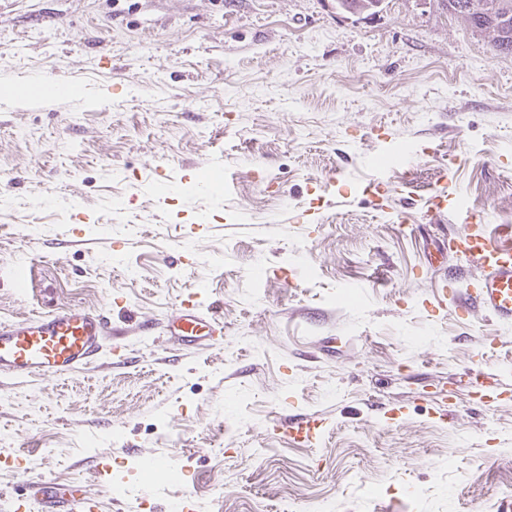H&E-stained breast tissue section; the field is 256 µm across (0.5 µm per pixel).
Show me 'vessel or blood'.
<instances>
[{
    "label": "vessel or blood",
    "mask_w": 512,
    "mask_h": 512,
    "mask_svg": "<svg viewBox=\"0 0 512 512\" xmlns=\"http://www.w3.org/2000/svg\"><path fill=\"white\" fill-rule=\"evenodd\" d=\"M448 249L478 261L483 273L474 288L457 300L460 312L478 308L500 325L512 324V243L493 241L483 233L467 230L448 237ZM166 331L183 346L210 345L224 331L217 319L204 315L194 299H184L166 325ZM112 324L101 312L68 307L51 314L26 316L0 323V374L22 380L33 376L52 377L84 370L97 359ZM322 419L303 416L278 425L296 443L315 440ZM18 508L35 504L38 512H99L97 501L87 495L62 493L52 479L24 482L16 499Z\"/></svg>",
    "instance_id": "1"
}]
</instances>
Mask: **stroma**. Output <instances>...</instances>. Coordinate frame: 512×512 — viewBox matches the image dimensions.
<instances>
[{"instance_id":"obj_1","label":"stroma","mask_w":512,"mask_h":512,"mask_svg":"<svg viewBox=\"0 0 512 512\" xmlns=\"http://www.w3.org/2000/svg\"><path fill=\"white\" fill-rule=\"evenodd\" d=\"M46 79L75 92L0 94V323L114 335L0 379V512L40 477L102 512H512V392L471 385H512V326L438 304L480 274L448 232L512 223V55L442 0H0V85ZM190 294L224 319L196 352L163 333ZM111 336L104 314L76 306L0 323V374L22 380L84 370ZM323 419L316 416H303L296 420H289L288 424H281L274 431L284 433L295 443H306L315 440L323 426Z\"/></svg>"}]
</instances>
